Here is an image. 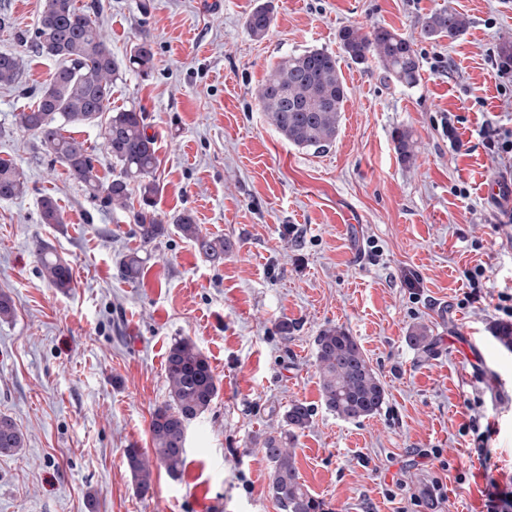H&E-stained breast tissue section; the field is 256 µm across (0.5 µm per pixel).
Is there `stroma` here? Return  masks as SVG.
<instances>
[{"label":"stroma","instance_id":"obj_1","mask_svg":"<svg viewBox=\"0 0 512 512\" xmlns=\"http://www.w3.org/2000/svg\"><path fill=\"white\" fill-rule=\"evenodd\" d=\"M260 0H99L94 14L121 69L112 104L146 113L157 142V210L167 231L136 281L120 261L139 246L124 211L98 209L66 169L16 122L57 62L20 49L43 0H0V52L22 51L18 83L0 86V158L27 179L0 200V414L24 435L0 455V512H279L268 492L264 438L288 405L313 410L299 432L301 483L332 512H487L491 487L512 492V349L495 310L512 294V177L496 145L512 131V0H272L262 40L245 28ZM452 6L469 19L455 41L424 39L423 21ZM385 26L411 39L419 82L401 86L376 61H342L348 91L324 152L293 146L269 125L257 94L280 57L339 53L338 33ZM149 42L155 66L130 69ZM412 131L411 161L396 131ZM54 197L59 224L40 221ZM231 241L223 264L199 253L173 219ZM47 241L72 269L68 291L40 272L30 245ZM355 336L385 386L381 411L357 421L321 397L315 338ZM426 326L429 352L406 340ZM188 338L219 392L187 430L199 481L154 472L137 496L124 463L150 450L153 410L168 398L165 358ZM440 497H432L434 485Z\"/></svg>","mask_w":512,"mask_h":512}]
</instances>
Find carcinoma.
Wrapping results in <instances>:
<instances>
[{
    "instance_id": "cac0c4a2",
    "label": "carcinoma",
    "mask_w": 512,
    "mask_h": 512,
    "mask_svg": "<svg viewBox=\"0 0 512 512\" xmlns=\"http://www.w3.org/2000/svg\"><path fill=\"white\" fill-rule=\"evenodd\" d=\"M97 4L80 7L76 0H44L38 21L26 42L41 54L58 61L49 82L33 94L29 110L17 115V123L33 132L42 153L63 165L80 183L89 198L106 209H120L136 226L138 250L124 256V278L135 280L142 270L139 252L166 232L156 210L160 185L155 179L158 158L155 138L146 132L145 113L134 107L111 108L112 83L120 67L112 56L106 34L92 18ZM273 21L270 2L257 5L248 14L245 25L250 36L263 38ZM468 18L444 7L422 24V35L437 41H450L464 34ZM343 56L355 64L376 59L386 77L406 87L416 85L420 60L413 43L383 26L368 31L346 26L339 33ZM152 46L142 42L133 50L129 64L147 77L153 68ZM337 55L319 48L293 52L281 58L258 91V105L268 121L289 143L319 153L335 140L342 120L347 89L343 83ZM23 66L21 55L0 53V85L15 83ZM69 125L101 127L102 147L120 166L110 181L97 173L95 155L71 136L64 134ZM400 158L414 156L415 143L408 130H398L393 138ZM140 188L139 207L131 203V186ZM26 191L23 172L0 160V199H13ZM43 224H61L63 217L56 201L44 196L39 201ZM176 228L197 250L215 264L224 262L232 244L202 232L194 216L186 211L175 219ZM31 251L37 258L43 277L54 287H72L70 264L58 256L45 241L36 238ZM408 341L418 350L430 346L424 326L412 328ZM316 364L320 374L325 407L344 420H358L378 413L386 401V390L370 364L362 346L339 326L322 329L315 339ZM168 400L151 415L152 448L125 451V464L137 495L145 497L153 490V470L165 469L178 475L186 454V431L191 421L206 412L218 395V384L207 357L189 339L172 343L166 358ZM313 411L295 401L283 415L278 435L264 439L263 452L270 465L269 493L281 512H330L326 503L313 497L299 481L294 451L290 448L297 432L307 428ZM23 449V435L8 416H0V454L15 455Z\"/></svg>"
}]
</instances>
